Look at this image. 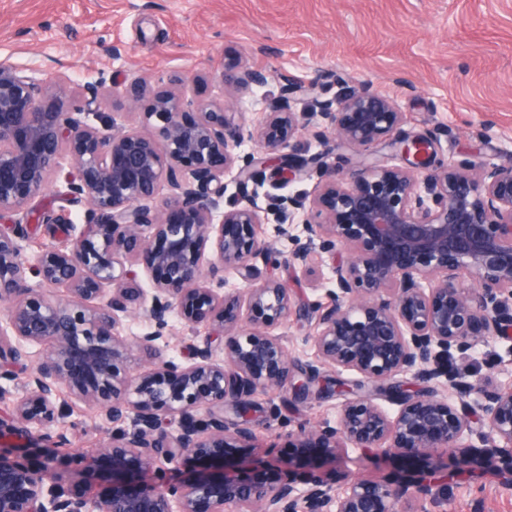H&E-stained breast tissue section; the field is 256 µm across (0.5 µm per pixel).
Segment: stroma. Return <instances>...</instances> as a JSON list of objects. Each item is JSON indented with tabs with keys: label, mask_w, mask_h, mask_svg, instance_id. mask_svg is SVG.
<instances>
[{
	"label": "stroma",
	"mask_w": 512,
	"mask_h": 512,
	"mask_svg": "<svg viewBox=\"0 0 512 512\" xmlns=\"http://www.w3.org/2000/svg\"><path fill=\"white\" fill-rule=\"evenodd\" d=\"M36 70L49 80L66 71L76 96L101 83L102 112L134 128V109L113 99L112 85L140 77L184 78V94L223 101L257 127L266 102L287 82L319 78L364 81L391 96L403 112L402 130L437 135V159L512 165V0H0V59ZM241 61L268 71L246 105L224 95L220 75ZM43 213H68L72 232L85 204L73 203L63 177L36 198ZM315 318L272 327L296 367L334 373L311 341ZM507 342L481 343L463 362L471 379L500 372L512 380ZM355 379V372L339 370ZM250 426L255 444L277 448L300 474L330 475L336 488L351 476L412 483L425 463L357 451L323 462L296 452L294 432L335 421L342 397L283 400L278 390L254 396ZM61 460L84 459L76 484L92 492L112 476L103 449L112 424L97 407L76 400L70 415L50 426ZM429 512H512V463L474 457L448 462L446 504Z\"/></svg>",
	"instance_id": "1"
}]
</instances>
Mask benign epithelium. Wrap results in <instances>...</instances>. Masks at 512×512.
<instances>
[{
    "mask_svg": "<svg viewBox=\"0 0 512 512\" xmlns=\"http://www.w3.org/2000/svg\"><path fill=\"white\" fill-rule=\"evenodd\" d=\"M221 81L242 97L268 76L238 62ZM182 83L113 85L130 107L151 96L139 116L157 136H146L103 119L98 87L76 99L66 73L45 87L0 59V216L42 196L65 161L72 199L88 204L85 228L66 248L32 259L18 244L22 222L0 230V380L17 379L22 344H40L47 353L13 400L19 429L29 435L66 418L63 386L113 425L112 483L93 495L58 471L50 448L37 465L0 451V512H401L444 491L448 455L512 457V385L490 375L469 382L453 363L455 351L512 339V165L435 164L436 140L397 133L403 114L364 82L340 80L334 92L318 79L290 84L258 132L222 103L186 98ZM304 130L358 150L384 142L405 165L364 159L344 168L320 154L299 162ZM251 141L262 155L241 152ZM263 166L283 184L315 175L316 189L262 207L248 187ZM227 174L238 197L226 207ZM163 185L169 196L159 200ZM270 214L277 235L294 242L287 256L259 231ZM324 254L334 287L327 302H312V341L324 363L358 379L320 380L321 390L352 399L334 423L298 434L296 447L315 445L333 461L351 450L436 459L419 482L353 477L338 490L253 443L252 396L305 395L314 383L269 332L302 316V305L258 264L287 261L314 288ZM227 270L243 287L225 289ZM463 273L474 287H463ZM60 287L65 297H51ZM132 309L150 332L130 342L121 331ZM175 314L206 329L186 363L167 355ZM409 374L433 386L415 390ZM370 384L398 406L394 415L374 403ZM167 416L178 418L174 433L162 426ZM129 418L132 431L122 427ZM188 456L206 467L181 476Z\"/></svg>",
    "mask_w": 512,
    "mask_h": 512,
    "instance_id": "1",
    "label": "benign epithelium"
}]
</instances>
